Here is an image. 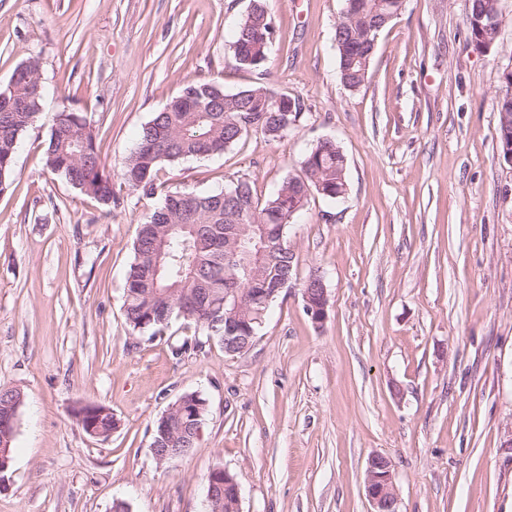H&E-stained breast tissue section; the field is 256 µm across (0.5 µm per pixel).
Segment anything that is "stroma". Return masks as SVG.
Returning <instances> with one entry per match:
<instances>
[{
  "instance_id": "stroma-1",
  "label": "stroma",
  "mask_w": 512,
  "mask_h": 512,
  "mask_svg": "<svg viewBox=\"0 0 512 512\" xmlns=\"http://www.w3.org/2000/svg\"><path fill=\"white\" fill-rule=\"evenodd\" d=\"M251 0H0V86L37 61L48 105L19 138L0 194V385L20 390L0 512H207V477L234 473L241 512H369L371 456L393 465L400 512H512V166L498 162L496 94L512 63V0L490 51L464 0H404L371 78L345 87L334 28L344 0H268V63L244 70L227 40ZM255 83L301 99L281 141L162 164L167 187L239 178L276 191L318 142L347 160L335 202L312 195L287 229L295 276L249 350L194 330L129 331L124 285L137 227L158 199L121 170L140 127L190 81ZM83 113L111 206L45 165L55 114ZM321 272L315 324L301 284ZM206 411L196 449L161 463L155 422L183 394ZM112 412L106 437L76 412ZM304 307L315 324H323L327 317L329 293L323 279L308 280L301 288Z\"/></svg>"
}]
</instances>
